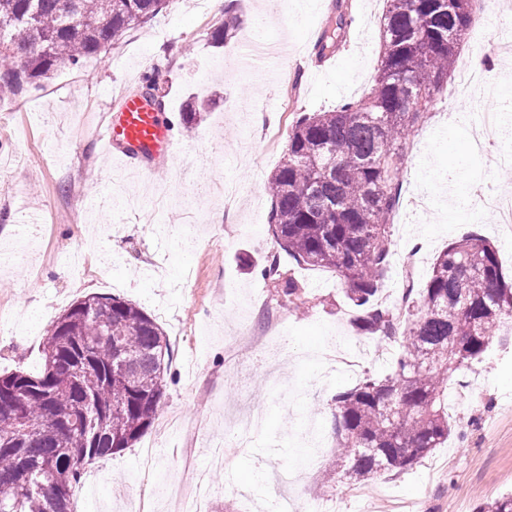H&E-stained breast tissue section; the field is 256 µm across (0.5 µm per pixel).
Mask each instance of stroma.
Wrapping results in <instances>:
<instances>
[{
  "label": "stroma",
  "mask_w": 512,
  "mask_h": 512,
  "mask_svg": "<svg viewBox=\"0 0 512 512\" xmlns=\"http://www.w3.org/2000/svg\"><path fill=\"white\" fill-rule=\"evenodd\" d=\"M334 0H282L257 26L263 0H235L242 24L224 43L210 33L224 17L209 4L171 0L148 24L130 30L80 70L63 69L41 89L0 100V304L20 330L0 329V374L42 369V343L52 323L91 294L141 307L165 330L174 357L161 413L180 412L183 426L167 435L151 427L132 448L96 461L104 475L93 492L74 497L75 512H174L163 484L185 478L182 450L201 433L220 442L237 406L263 409L264 426L250 448L231 451L211 475L209 512H269L279 494L328 502L343 496L345 512H475L478 503L512 492V329L483 363L457 371L446 399L454 426L448 441L412 468L369 482L377 499L357 498L336 473L333 433L337 391L364 373L385 376L392 359L354 356L361 337L351 323L342 279L328 269L280 255L269 230L267 182L286 146L278 129L285 110L321 112L365 95L380 63L379 19L385 0H348L352 23L335 54L316 44ZM157 72L166 111L214 99L169 165L152 174L102 155L93 132L115 96ZM405 145L400 200L391 230L395 252L413 255L415 287H423L448 244L474 233L499 250L512 276V238L490 213L454 209L455 162L470 161L472 179L504 195L505 167L474 155L468 131L481 100L512 104V70L495 72L481 96L448 86ZM237 195L224 213V191ZM313 296L297 314L260 271L272 255ZM279 318L284 339L261 364L238 358L231 344L241 327L257 331ZM314 425L321 448L297 466L295 449ZM160 440L154 478L143 479L142 448Z\"/></svg>",
  "instance_id": "obj_1"
}]
</instances>
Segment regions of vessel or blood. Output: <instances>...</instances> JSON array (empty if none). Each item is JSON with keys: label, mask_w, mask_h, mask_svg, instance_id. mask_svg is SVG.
<instances>
[{"label": "vessel or blood", "mask_w": 512, "mask_h": 512, "mask_svg": "<svg viewBox=\"0 0 512 512\" xmlns=\"http://www.w3.org/2000/svg\"><path fill=\"white\" fill-rule=\"evenodd\" d=\"M170 113L141 95L121 93L104 116L97 138L111 157L154 171L171 161L179 143Z\"/></svg>", "instance_id": "vessel-or-blood-1"}]
</instances>
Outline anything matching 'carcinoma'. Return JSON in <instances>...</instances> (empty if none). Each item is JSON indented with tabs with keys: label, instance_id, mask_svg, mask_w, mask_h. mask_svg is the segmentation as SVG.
<instances>
[{
	"label": "carcinoma",
	"instance_id": "1",
	"mask_svg": "<svg viewBox=\"0 0 512 512\" xmlns=\"http://www.w3.org/2000/svg\"><path fill=\"white\" fill-rule=\"evenodd\" d=\"M386 2L384 52L369 92L296 116L267 184L280 249L299 265L339 274L355 330L401 347L390 374H367L334 398L337 460L351 485L404 471L448 441L447 383L459 368L484 360L501 320L512 315V281L498 250L473 235L437 256L425 287L403 289L401 308L377 301L392 257L403 146L455 70L476 0ZM168 5L0 0V96L21 98L59 70L83 67ZM336 11L317 44L320 57L335 52L350 25L339 0ZM239 22L226 10L212 40L223 42ZM418 89L427 99L416 107ZM264 279L295 307L308 303L279 262ZM42 356L37 376L0 375V512H72L87 466L133 446L153 424L172 350L162 326L140 307L94 294L53 322ZM21 420L34 428L32 438L16 436ZM477 512H512V493Z\"/></svg>",
	"mask_w": 512,
	"mask_h": 512
}]
</instances>
